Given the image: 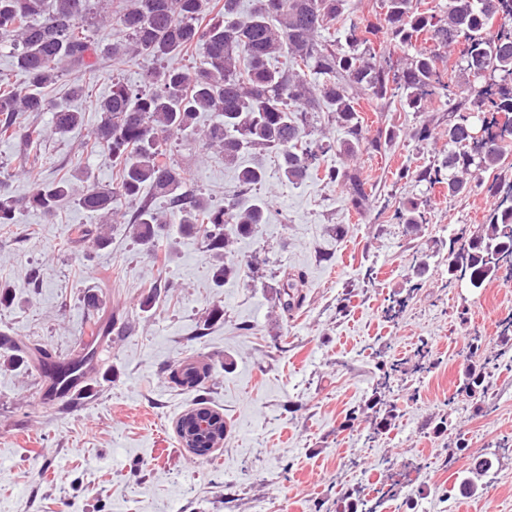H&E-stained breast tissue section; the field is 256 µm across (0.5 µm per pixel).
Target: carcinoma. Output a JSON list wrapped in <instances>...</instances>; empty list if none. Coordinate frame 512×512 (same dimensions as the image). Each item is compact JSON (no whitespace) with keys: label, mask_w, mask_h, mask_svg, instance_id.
<instances>
[{"label":"carcinoma","mask_w":512,"mask_h":512,"mask_svg":"<svg viewBox=\"0 0 512 512\" xmlns=\"http://www.w3.org/2000/svg\"><path fill=\"white\" fill-rule=\"evenodd\" d=\"M107 2L0 0V45L11 48L12 66L25 76L17 85L9 74L0 73V137L20 140L26 163L33 167L47 133L64 135L84 124V112L70 105L85 93L83 85H71L65 103L48 97L59 73L69 69L92 74L105 56L161 63L145 73L138 86L112 79L110 94L97 102L101 120L88 145L112 156L116 182L110 187L89 185L77 204L99 216L101 223L129 224L137 242L154 247L168 227V214L176 215L180 234L206 243L216 259L215 282L222 285L241 271L236 262L224 261L234 240L255 235L267 221L268 204L254 194L266 181L265 156L277 157L285 181L297 184L315 174L345 188L351 207L363 211L368 194L359 172L328 164L327 154L381 152L387 141L367 136L359 101L398 97L413 111H425L428 102L448 95L440 69L446 61L442 50L458 47L463 75L457 96L463 111L443 132L426 123L414 132L422 140L446 136L451 149L437 163L418 170L416 178L431 186L446 185L450 196L484 186L496 199L481 231L450 240L449 276L466 278L480 289L502 270L512 269V183L504 191L497 183L500 176L488 185L480 177L505 168L500 142L512 136V0H448L440 16L419 10L416 0H381V26L351 22L346 49L322 38V32L344 17L348 0H254L245 15L240 0H223L219 7L210 0H128L119 16L126 39L101 48L88 32L108 19L103 8ZM381 32L393 45L411 46L426 36L433 48L419 50L395 66L374 51L373 42ZM196 48L201 57L193 66L173 64ZM286 52L290 57L284 63L280 58ZM48 111L53 112L49 132L22 121L27 113ZM201 112H213L217 120L199 128ZM475 113L482 117L486 141L473 155L468 129ZM336 123L346 133L338 144L326 133ZM188 136L200 139L224 156V164L237 168V195L214 204L192 183L168 149L170 140ZM71 190L70 179L63 175L21 199L0 193V225L14 223L21 207L53 217ZM157 199L167 210L157 208ZM123 203L129 209H119ZM398 218L409 227L427 223L424 202L409 200ZM303 281L302 274L291 272L277 281L283 314L291 316L301 308ZM406 302L398 292L390 296L384 317L397 321ZM416 356L417 371L433 367L428 341H420ZM92 357L88 351L66 363H53L50 376L56 382L66 375L82 379L83 365ZM489 364L479 338L473 337L457 394L485 395ZM377 368L380 382L368 406L386 407L389 419L396 406L386 399V392L401 368L384 358ZM208 375L207 365L189 363L172 379L196 389ZM376 508L360 492L350 490L344 494L341 512Z\"/></svg>","instance_id":"carcinoma-1"}]
</instances>
